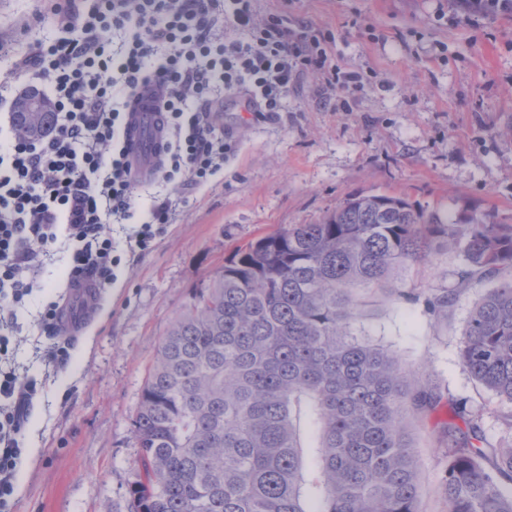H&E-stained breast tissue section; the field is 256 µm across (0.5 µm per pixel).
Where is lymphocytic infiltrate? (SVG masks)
<instances>
[{
  "mask_svg": "<svg viewBox=\"0 0 512 512\" xmlns=\"http://www.w3.org/2000/svg\"><path fill=\"white\" fill-rule=\"evenodd\" d=\"M56 34L10 56V80L0 90L47 84L55 113L43 137L9 133L0 144V357L16 343V311L43 292L40 277L56 247L70 254L64 285L104 289L121 263L115 224L136 225V245L151 249L171 223L186 189L207 186L235 144L218 110L237 102L255 121L278 118L288 95L310 72L328 89L361 86L363 77L330 63V47L308 22L287 11L258 16V0H48ZM160 97L165 148L140 173L125 145L128 117L143 91ZM162 186L146 218L136 189ZM64 294L48 296L38 325L52 343L44 356L70 355L60 321ZM36 380L0 370V512H12L14 478L25 452L24 430Z\"/></svg>",
  "mask_w": 512,
  "mask_h": 512,
  "instance_id": "obj_1",
  "label": "lymphocytic infiltrate"
}]
</instances>
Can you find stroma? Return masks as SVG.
Wrapping results in <instances>:
<instances>
[{
	"label": "stroma",
	"mask_w": 512,
	"mask_h": 512,
	"mask_svg": "<svg viewBox=\"0 0 512 512\" xmlns=\"http://www.w3.org/2000/svg\"><path fill=\"white\" fill-rule=\"evenodd\" d=\"M440 0H290V19L332 37L342 70L363 75L333 107L319 74L290 93L279 119L255 123L227 102L224 128L235 154L212 185L186 194L153 247L131 245L135 227L114 225L122 257L117 281L100 295L90 325L60 367L36 352L42 297L17 313L19 343L5 362L43 382L25 432L12 512H129L139 450L131 432L157 346L191 290L234 251L291 224H311L355 194L387 193L455 214L474 209L512 224V19L495 29L436 17ZM42 0H0V41L49 38L37 23ZM456 260L406 275L403 295H364L360 326L444 398L410 434L424 512H445L447 466L439 432L448 400L500 408L459 356L469 314L485 285L468 289L447 320L425 304L429 289L452 284ZM314 428L299 419L301 492L320 506Z\"/></svg>",
	"instance_id": "35a3bbf8"
}]
</instances>
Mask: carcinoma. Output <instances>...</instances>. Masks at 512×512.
I'll return each instance as SVG.
<instances>
[{"label":"carcinoma","mask_w":512,"mask_h":512,"mask_svg":"<svg viewBox=\"0 0 512 512\" xmlns=\"http://www.w3.org/2000/svg\"><path fill=\"white\" fill-rule=\"evenodd\" d=\"M18 136L52 128L54 106L13 105ZM461 264L426 304L448 319L458 297L496 280L472 309L459 355L512 404V225L451 216L402 196L360 194L313 224L238 248L194 289L156 351L133 422L139 468L130 512H306L297 410L312 400L321 512H422L408 426L441 402L358 335L361 293L442 257ZM443 425L447 512H512V443L493 444L485 409Z\"/></svg>","instance_id":"cac0c4a2"}]
</instances>
